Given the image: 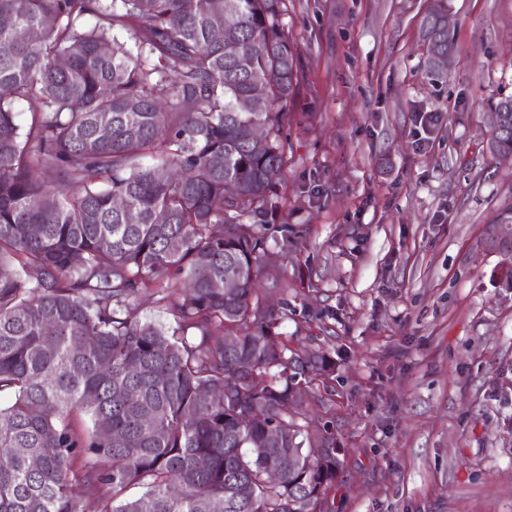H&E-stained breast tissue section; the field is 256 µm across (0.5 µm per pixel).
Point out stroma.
<instances>
[{"mask_svg": "<svg viewBox=\"0 0 512 512\" xmlns=\"http://www.w3.org/2000/svg\"><path fill=\"white\" fill-rule=\"evenodd\" d=\"M433 0H288L299 70L259 274L290 348L322 349L298 421L342 449L323 512H512V291L495 223L512 156L488 101L512 95V0H447L454 57L427 75ZM503 117L505 129L494 130L489 143L490 151L493 153H512V112H497ZM497 115L494 114L490 122L492 128L498 123Z\"/></svg>", "mask_w": 512, "mask_h": 512, "instance_id": "35a3bbf8", "label": "stroma"}]
</instances>
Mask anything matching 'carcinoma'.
Returning a JSON list of instances; mask_svg holds the SVG:
<instances>
[{"label":"carcinoma","mask_w":512,"mask_h":512,"mask_svg":"<svg viewBox=\"0 0 512 512\" xmlns=\"http://www.w3.org/2000/svg\"><path fill=\"white\" fill-rule=\"evenodd\" d=\"M287 2L0 0V512H81L85 493L102 512H321L336 435L303 434L295 396L336 361L288 353L255 288L288 241L274 225L298 82ZM422 32L439 77L443 0ZM32 99L22 128L15 104ZM498 116L490 151L512 153V112ZM143 292L175 326L139 318Z\"/></svg>","instance_id":"obj_1"}]
</instances>
